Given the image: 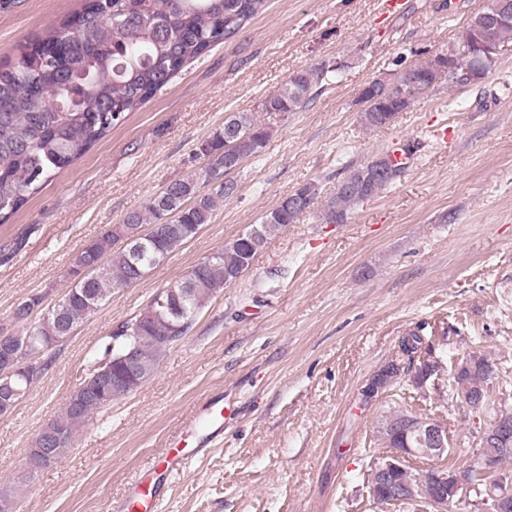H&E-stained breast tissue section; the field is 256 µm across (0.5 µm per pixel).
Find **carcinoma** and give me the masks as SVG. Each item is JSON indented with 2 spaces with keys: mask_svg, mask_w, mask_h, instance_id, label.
<instances>
[{
  "mask_svg": "<svg viewBox=\"0 0 512 512\" xmlns=\"http://www.w3.org/2000/svg\"><path fill=\"white\" fill-rule=\"evenodd\" d=\"M268 2L89 0L79 13L48 28L35 41L43 46L38 57H31L30 45L14 63L0 64V224L21 210L49 178L74 165L129 113L167 87L186 65L204 57L214 45L233 37L263 13ZM484 36L475 14L453 39L460 46L453 57L437 55L413 68V99L432 92L439 72L448 66L458 71L481 66L483 73H488L492 63L484 65L467 53L469 45ZM342 69V64L332 68L322 63L301 70L276 93L264 97L257 108L276 115L295 112L310 100L314 88L331 82ZM410 105L397 88L377 84L374 94L364 102L360 120L369 129L388 126ZM224 123L234 124L237 135L226 141L219 134L201 144L199 152L208 158V163L198 175L172 181L159 194L126 213L114 229L83 247L72 267L80 269L101 260L105 274L91 280L80 279L67 287L60 299L66 307L67 329H62L53 306L44 315L22 324V331L15 337L17 351L35 353L43 341L70 335L96 314L112 291L137 280L127 249L115 248L120 235L133 237L145 226L167 225L165 234L148 243L142 259V270L148 272L193 239L198 229L211 223L215 211L232 195L224 191L222 183L209 193L201 188L211 183L210 176L224 172V154L230 152L242 160L258 157L270 138L269 128L249 112L233 114ZM378 164L387 168L388 174L374 180L370 168ZM401 173L402 168L387 156L349 169L340 183L352 190H336L328 197L323 204V222L345 223L353 209L378 196ZM303 213L305 210L286 202L278 204L261 216L259 233L225 244L197 262L180 280L152 296L154 302L179 296V316L158 305V314L147 322L133 317L117 325L99 346L87 373L90 378L99 365L112 364L111 379L103 387V394L85 402L79 411L65 405L53 419L65 437L56 448V457L65 455L94 414L112 406V402L130 394L157 372L169 348L158 337L185 336L208 302L233 285L226 279L227 274L241 277L249 270L243 262L244 255L257 257L271 236ZM128 328L138 337L146 358L144 372L133 379L125 368L112 363V358L123 353L129 343ZM400 376L399 365L389 363L373 380L385 389ZM490 377L489 364L483 358L460 373L461 380L477 394H488ZM393 421L403 422V412H392L381 420L378 433L384 447H419L404 428L393 427Z\"/></svg>",
  "mask_w": 512,
  "mask_h": 512,
  "instance_id": "carcinoma-1",
  "label": "carcinoma"
}]
</instances>
